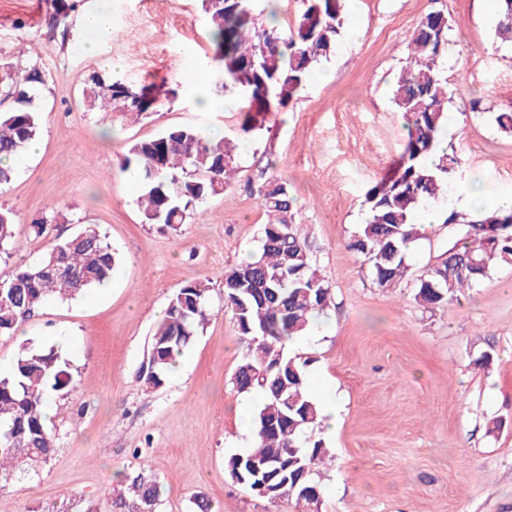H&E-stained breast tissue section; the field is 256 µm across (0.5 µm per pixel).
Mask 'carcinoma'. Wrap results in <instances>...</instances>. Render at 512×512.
<instances>
[{"instance_id":"1","label":"carcinoma","mask_w":512,"mask_h":512,"mask_svg":"<svg viewBox=\"0 0 512 512\" xmlns=\"http://www.w3.org/2000/svg\"><path fill=\"white\" fill-rule=\"evenodd\" d=\"M218 65L216 88L240 99L247 113L245 135L262 130L252 113L286 109L327 58L341 35V0H297L288 30L260 22L276 15L274 0H200ZM451 25L443 10L425 14L413 29L408 57L392 91L406 137L399 156L365 198L366 218L348 243L364 257L373 282L396 288L412 275L408 245L423 236L416 209L448 191L457 159L444 154L427 163L444 138L452 98L442 61L448 57ZM495 35L512 42V0H496ZM46 74L0 63V92L12 101L0 113V188L15 177L13 160L35 140L40 129L41 87ZM93 110L143 115L162 104L154 85L132 87L94 74L83 92ZM120 170L139 181L143 221L177 232L211 197L232 187L239 170L238 142L209 140L202 131L171 126L157 136L133 142ZM269 216L257 254L224 272V308L232 312L244 352L232 383L239 392L262 394L255 418V447L225 459L231 479L272 502L303 507L322 497L321 467L330 458L318 432L323 419L307 388L308 361L288 353L287 342L303 336L332 301L328 280L310 250L292 230L295 197L285 180L271 179L259 189ZM512 219V210L483 209L469 215L455 210L442 223L462 245L416 279L414 300L424 310L440 308L480 283L501 264L512 265V230L492 239L481 225ZM13 217L0 210V255L14 238ZM66 260L77 277L64 281L48 271L53 249L19 266L0 283V336H9L46 299L68 301L111 279L117 258L98 226L88 224L64 239ZM475 265H469V262ZM212 306L209 285L188 282L174 293L165 317L150 339V361L140 381L148 388L165 384L176 358L203 332ZM73 376L61 350L22 347L6 373H0V474L8 480L48 461L55 438L45 408L64 394ZM158 480L128 475L112 496L111 512H140L161 502Z\"/></svg>"}]
</instances>
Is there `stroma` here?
I'll return each instance as SVG.
<instances>
[{
    "instance_id": "35a3bbf8",
    "label": "stroma",
    "mask_w": 512,
    "mask_h": 512,
    "mask_svg": "<svg viewBox=\"0 0 512 512\" xmlns=\"http://www.w3.org/2000/svg\"><path fill=\"white\" fill-rule=\"evenodd\" d=\"M103 5L112 36L90 55L80 18ZM441 7L452 26L445 70L456 121L447 136L457 165L447 206L456 210L474 174L486 202L512 194V133L494 121L512 112V44L494 36L495 0H342L331 55L255 138L242 135L240 109L201 112L191 102L188 75L215 72L199 0H81L63 27L52 24L51 0H0V61L47 73L37 147L15 159V178L0 189L14 221L0 282L85 224L98 225L119 255L107 292L48 300L23 335L0 336V361L13 362L26 345H56L77 379L52 399L54 456L37 475L0 485V512H110L114 490L134 471L157 476L158 512H189L197 495L218 512H299L292 502L268 503L224 467L241 450V406L258 410L260 399L231 383L243 344L222 283L258 247L267 217L257 189L272 174L291 184L294 230L332 288L331 331L311 328L299 353L308 383H332L342 405L340 426L323 436L332 456L324 493L308 512H512V266L425 312L414 277L455 243L447 225L418 240L413 275L396 288L377 287L347 247L367 191L405 136L391 88L407 42ZM111 72L133 86L165 82L176 95L136 120L86 110L88 77ZM171 126L219 128L239 139L241 156L232 188L176 233L144 223L139 188L120 170L132 142ZM52 209L57 220L35 236L32 221ZM197 279L211 283L209 322L179 375L147 388L139 377L152 328L175 291ZM484 353L489 365L477 366Z\"/></svg>"
}]
</instances>
